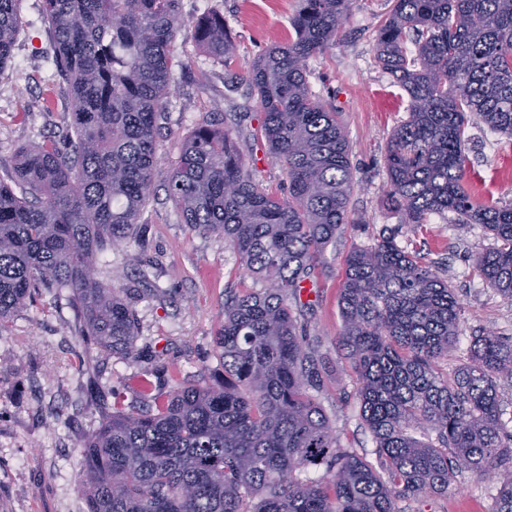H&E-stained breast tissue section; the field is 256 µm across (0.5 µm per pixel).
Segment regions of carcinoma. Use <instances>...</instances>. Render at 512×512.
<instances>
[{"instance_id": "1", "label": "carcinoma", "mask_w": 512, "mask_h": 512, "mask_svg": "<svg viewBox=\"0 0 512 512\" xmlns=\"http://www.w3.org/2000/svg\"><path fill=\"white\" fill-rule=\"evenodd\" d=\"M21 0H0V70L13 55ZM353 0H299L294 36L254 61L249 83L260 135L288 197L256 181L233 130L208 119L185 137L167 191L184 223L216 236L262 283L224 301L215 349L223 372L177 382L167 396L138 381L148 404L112 405L85 444L86 512H402L398 503L448 489L466 471L493 473L495 512H512V433L496 379H512V339L473 337L448 380L460 306L417 251L384 236L346 260L340 290L345 350L376 463L341 444L318 400L325 368L300 321L311 270L351 223L354 182L341 114L312 92L309 58L336 43ZM50 63L68 85L67 143L16 151L0 180V332L35 293L65 298L82 343L140 355L127 297L96 277L100 257L129 243L150 200L174 37L230 66L224 14L188 23L180 0H42ZM375 64L409 98L385 153L389 196L416 232L452 212L496 246L474 267L512 300V202L476 200L465 130L476 121L512 136V0H396L375 36ZM420 427L430 442L410 433ZM322 469L318 479L301 477Z\"/></svg>"}]
</instances>
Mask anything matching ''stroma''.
I'll return each instance as SVG.
<instances>
[{
	"label": "stroma",
	"mask_w": 512,
	"mask_h": 512,
	"mask_svg": "<svg viewBox=\"0 0 512 512\" xmlns=\"http://www.w3.org/2000/svg\"><path fill=\"white\" fill-rule=\"evenodd\" d=\"M218 5L237 55L231 66L209 61L188 31L176 36L186 67L176 69L158 139L154 195L144 209L135 243L105 253L100 279L125 289L138 321L135 345L141 356L127 359L86 348L66 302L33 296L11 317L0 335V512H85L79 488L84 444L109 415L111 394L125 405H141L137 386L147 376L160 394L184 377L212 373L220 363L213 339L224 320L227 295L254 287L222 239L202 237L184 224L166 186L185 136L203 118L234 130L241 152L254 161L257 180L284 197L288 181L272 164L265 142L253 133L261 113L249 83L256 58L292 36L299 0H180L185 20ZM395 0H355L334 46L307 62L313 92L340 112L353 168L352 223L342 225L314 272V292L305 311L307 332L320 342L328 370L321 402L341 432L342 444L372 458L375 443L359 416L356 378L336 344L342 329L339 307L345 258L355 248L384 236L417 250L448 281L461 306L455 350L442 363L454 373L467 362L472 338L483 329L512 337V300L489 288L474 270L476 251L492 247L493 236L479 224L457 223L453 213L432 215L410 232L389 199L385 150L394 129L408 116V97L394 95L396 111H379L373 90L389 87L374 61L376 31ZM41 0H21V24L13 59L0 72V179H9L14 153L63 138L69 121L65 81L52 75L46 59L52 36L41 19ZM470 172L480 174L491 200L512 191V141L484 124L468 126ZM99 389L104 403L90 401ZM491 479L463 473L446 492L402 503L403 512H495Z\"/></svg>",
	"instance_id": "35a3bbf8"
}]
</instances>
